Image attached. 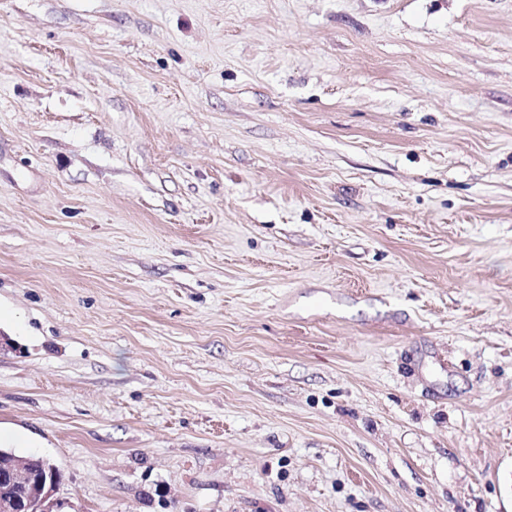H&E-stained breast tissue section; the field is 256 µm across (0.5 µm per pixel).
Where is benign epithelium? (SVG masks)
I'll return each mask as SVG.
<instances>
[{"instance_id": "obj_1", "label": "benign epithelium", "mask_w": 512, "mask_h": 512, "mask_svg": "<svg viewBox=\"0 0 512 512\" xmlns=\"http://www.w3.org/2000/svg\"><path fill=\"white\" fill-rule=\"evenodd\" d=\"M56 469L50 464L36 484L24 460H8L7 482L0 486V512H53L50 497L56 485Z\"/></svg>"}]
</instances>
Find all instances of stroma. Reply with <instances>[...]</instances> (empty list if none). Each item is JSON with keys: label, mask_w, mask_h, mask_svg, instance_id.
<instances>
[{"label": "stroma", "mask_w": 512, "mask_h": 512, "mask_svg": "<svg viewBox=\"0 0 512 512\" xmlns=\"http://www.w3.org/2000/svg\"><path fill=\"white\" fill-rule=\"evenodd\" d=\"M1 336L61 512H512V0H0Z\"/></svg>", "instance_id": "1"}]
</instances>
